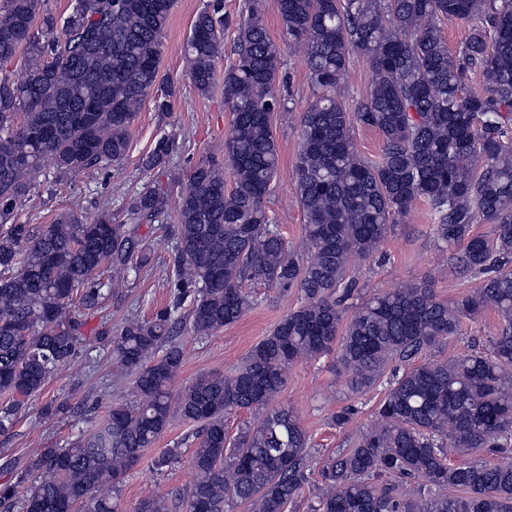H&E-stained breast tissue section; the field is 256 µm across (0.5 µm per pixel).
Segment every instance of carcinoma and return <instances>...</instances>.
Wrapping results in <instances>:
<instances>
[{
  "label": "carcinoma",
  "mask_w": 512,
  "mask_h": 512,
  "mask_svg": "<svg viewBox=\"0 0 512 512\" xmlns=\"http://www.w3.org/2000/svg\"><path fill=\"white\" fill-rule=\"evenodd\" d=\"M39 2L0 0V433L91 339L110 340L133 376V400L112 405L68 447L7 463L12 480L0 485V506L123 512L126 472L178 416L198 424L193 483L177 503L150 495L134 512H232L239 502L284 512L316 468L324 485L317 512H512V463L492 462L512 453V0H277L282 41L303 52L313 88L295 165L305 259L266 211L279 168L272 117L287 106L275 86L279 48L252 8L224 71V160L192 169L167 226L172 300L149 320L125 318L110 339L85 333L86 313L105 298L95 274L148 261L137 231L165 217L167 193L132 194L126 224L107 208L84 222L62 212L41 230L15 217L42 163L86 174L126 156L134 108L159 80L173 0H74L63 22L46 13L37 26ZM440 18L470 24L456 53L432 25ZM227 23L224 0H208L191 25L184 51L201 95L218 84ZM20 52V66L8 69ZM353 53L372 79L350 112L336 91ZM467 69L479 85L464 86ZM355 123L381 133L378 160L357 151ZM179 150L177 136H164L142 168L163 167ZM418 201L436 220L437 240L461 247L456 265L491 274L454 303L410 281L364 300L342 324L336 293L351 262L374 254ZM480 220L494 225L492 238L472 233ZM254 279L295 288L303 301L243 366L199 376L172 395L184 360L175 338L184 302L193 332L209 336L252 308ZM489 308L501 326L488 346L412 363ZM335 345L353 394L369 391L391 362L409 366L394 376L376 423L319 468L297 416L275 400L289 366ZM239 410L255 418L230 438L224 418ZM474 453L481 459L448 463ZM383 477L420 478L427 493L407 498Z\"/></svg>",
  "instance_id": "1"
}]
</instances>
